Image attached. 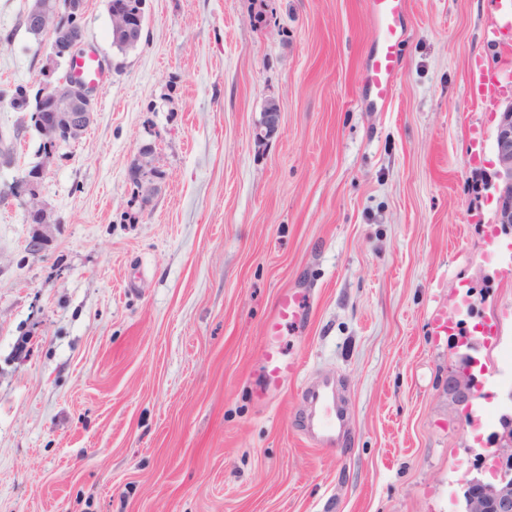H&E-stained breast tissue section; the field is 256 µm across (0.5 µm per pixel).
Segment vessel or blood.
Here are the masks:
<instances>
[{"instance_id": "1", "label": "vessel or blood", "mask_w": 512, "mask_h": 512, "mask_svg": "<svg viewBox=\"0 0 512 512\" xmlns=\"http://www.w3.org/2000/svg\"><path fill=\"white\" fill-rule=\"evenodd\" d=\"M404 0H372L376 39L379 44L367 66L366 84L373 103L388 104L393 97L394 79L401 67L400 47L406 32L400 24ZM71 76L87 82H99L100 60L96 52L77 57L70 69ZM307 317L305 300L296 292L280 295L275 312L267 324L269 348L263 369L261 386L254 398L266 403L271 395L281 390L289 377L295 376L299 366L281 351L279 339L284 327L298 325ZM312 397L316 409L306 421V431L325 448L335 447L343 432V418L336 410L335 395L329 383H321Z\"/></svg>"}]
</instances>
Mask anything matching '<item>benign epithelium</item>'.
<instances>
[{"mask_svg":"<svg viewBox=\"0 0 512 512\" xmlns=\"http://www.w3.org/2000/svg\"><path fill=\"white\" fill-rule=\"evenodd\" d=\"M145 0H117L111 5L112 33L128 40L140 38L144 18ZM84 0H32L29 7L28 23L47 36L52 45L46 71L51 73L60 66V61H71L82 52L83 38L76 34L63 15L79 16L83 13ZM95 89L70 76L42 85L41 109L35 114L37 129L44 137L42 153L50 159L59 150L60 137L67 142L79 141L93 122ZM279 108L268 105L263 119L256 127L257 142L268 140L277 130ZM496 148L503 180L500 190L498 223L512 228V104L501 112L496 136ZM45 164H40L32 174H26L20 183L26 189L20 191L19 199L25 214L34 215L39 223L49 224L50 213L39 193V185ZM131 179L139 184L151 182L156 177L152 166L151 147L141 148L139 157L130 171ZM478 382L467 369L460 367L448 375V395L458 405L467 403L477 390ZM489 457L491 470L497 481L488 485L474 478L472 485L480 486L464 496L465 512H512V420L506 419L501 431L491 435Z\"/></svg>","mask_w":512,"mask_h":512,"instance_id":"benign-epithelium-1","label":"benign epithelium"}]
</instances>
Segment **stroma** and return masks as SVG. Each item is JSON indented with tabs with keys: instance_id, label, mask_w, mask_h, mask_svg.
Returning <instances> with one entry per match:
<instances>
[{
	"instance_id": "1",
	"label": "stroma",
	"mask_w": 512,
	"mask_h": 512,
	"mask_svg": "<svg viewBox=\"0 0 512 512\" xmlns=\"http://www.w3.org/2000/svg\"><path fill=\"white\" fill-rule=\"evenodd\" d=\"M30 3L0 0V141L16 152L0 164V512H463L467 482L490 477L477 462L512 350L495 190L512 0H406L380 110L368 0H146L123 53L106 0H85L106 80L86 134L46 163L40 227L7 194L43 141L11 105L49 51ZM271 103L279 130L255 143ZM146 144L152 191L129 175ZM290 288L310 300L280 338L301 369L262 406L265 326ZM465 295L494 330L466 408L448 395ZM322 380L346 419L335 448L302 429Z\"/></svg>"
}]
</instances>
